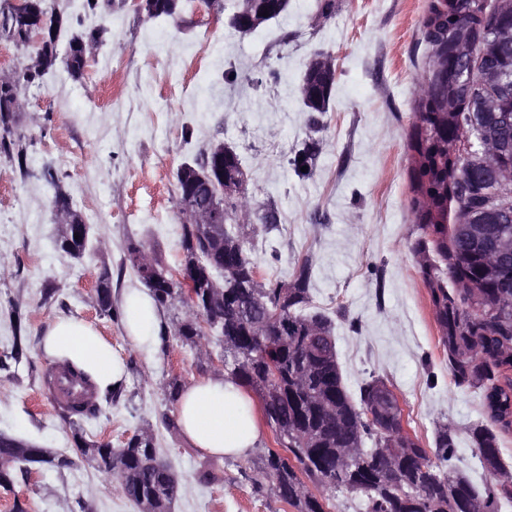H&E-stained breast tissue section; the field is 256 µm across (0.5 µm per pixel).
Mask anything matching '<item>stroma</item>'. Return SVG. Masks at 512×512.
I'll list each match as a JSON object with an SVG mask.
<instances>
[{"mask_svg": "<svg viewBox=\"0 0 512 512\" xmlns=\"http://www.w3.org/2000/svg\"><path fill=\"white\" fill-rule=\"evenodd\" d=\"M65 19L57 41L97 34L100 45L81 77L57 63L24 88L10 125L25 162L0 153V433L71 456L59 472L33 466L0 512H140L111 476L77 452L43 376L51 360L42 330L66 316L86 321L124 357L128 380L117 397L98 396L100 413L82 425L87 442L120 448L150 432L179 480L172 512H296L260 467L274 447L265 429L243 457L193 448L175 420L167 384L217 374V336L182 345L169 326L156 345L128 340L121 314L126 289L141 281L125 260L143 246L178 270L183 216L177 170L217 144L233 149L248 175L244 246L263 283L287 284L310 263V311L329 317L347 392L382 378L398 395L406 428L432 447L439 423L456 432L453 466L477 489L492 481L468 430L485 419L477 393L456 387L440 341L410 210L408 148L418 80L431 56L423 37L428 0H289L288 11L255 32L228 24L224 0L188 5L152 21L127 0H51ZM332 57L329 108L311 112L299 85L312 59ZM307 155L306 167L296 160ZM63 190L89 226L76 258L56 245L52 197ZM270 223H262L266 213ZM108 271L112 311L96 304ZM21 348H14L15 334ZM201 470L211 483H199Z\"/></svg>", "mask_w": 512, "mask_h": 512, "instance_id": "obj_1", "label": "stroma"}]
</instances>
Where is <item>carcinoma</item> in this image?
I'll use <instances>...</instances> for the list:
<instances>
[{"mask_svg": "<svg viewBox=\"0 0 512 512\" xmlns=\"http://www.w3.org/2000/svg\"><path fill=\"white\" fill-rule=\"evenodd\" d=\"M50 0H28L24 12H0V38L23 45L28 25L42 21L60 32L64 18L49 13ZM189 0H165L154 5L150 19L169 18ZM496 15L484 10L483 0H429L423 20L425 41L432 51L448 49L452 71L446 82H436L424 69L414 100L410 134L411 201L413 223L420 236L413 249L422 255L423 280L428 287L448 354L453 383L476 391L487 423L470 429V438L481 463L495 483L477 490L451 464L455 453L454 429L442 424L433 447L413 445L386 458L378 453L389 442H399L397 426L380 432L362 414L382 379L360 386L359 403L345 388L335 342L327 320L306 314L309 304V269L304 265L288 289L264 284L250 277L254 263L246 255L244 240L235 224L242 199L233 204L231 224L224 229V256L195 255L189 246L194 224L185 215L180 244L185 262L199 282L198 299L186 303V316L177 321L175 336L197 346L204 336L194 330L201 317L223 321L224 374L252 389L263 401L269 423L286 435L285 453H268L262 466L276 495L296 512H325V497L312 493L297 479L301 473L317 487L361 497L365 512H499L501 501L512 499V472L505 469L498 434L512 431V257L503 259L496 243H512V206L491 209L484 204L485 188L496 170H512V0H493ZM95 38L75 36L69 41L66 67L74 77L82 75L88 46ZM473 45L486 78L460 76L461 58L454 51ZM41 70L24 67L18 78L24 84L40 80L56 64L57 45L51 41L34 48ZM333 81L308 79L306 107L324 112ZM483 143L481 161L458 155L450 161L455 143L466 133ZM88 239L69 233L58 236L57 246L80 256ZM236 275L223 292L211 288L216 271ZM455 292H448V284ZM103 295L98 297L104 314L112 311L108 273L99 277ZM160 307L183 302L176 288H152ZM279 358V379L269 388L266 357ZM74 387L91 385L87 374L64 362L60 366ZM69 422L97 417L99 408L89 396H66ZM12 437L0 433V488L10 490L16 480L12 467L29 460L23 449L10 448ZM94 462L99 471L115 479L121 492L153 512H169L177 491L170 466L156 457L153 438L132 436L122 448L96 446Z\"/></svg>", "mask_w": 512, "mask_h": 512, "instance_id": "1", "label": "carcinoma"}]
</instances>
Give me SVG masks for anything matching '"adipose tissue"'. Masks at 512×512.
<instances>
[{
  "instance_id": "1",
  "label": "adipose tissue",
  "mask_w": 512,
  "mask_h": 512,
  "mask_svg": "<svg viewBox=\"0 0 512 512\" xmlns=\"http://www.w3.org/2000/svg\"><path fill=\"white\" fill-rule=\"evenodd\" d=\"M128 339L138 347L157 342L162 328L161 309L150 292L128 289L122 303ZM49 358L70 361L91 377L98 391L124 385V359L89 323L71 317L52 321L39 340ZM178 428L191 446L215 456H242L262 437L261 410L251 395L233 380L216 374L185 386L177 408Z\"/></svg>"
}]
</instances>
